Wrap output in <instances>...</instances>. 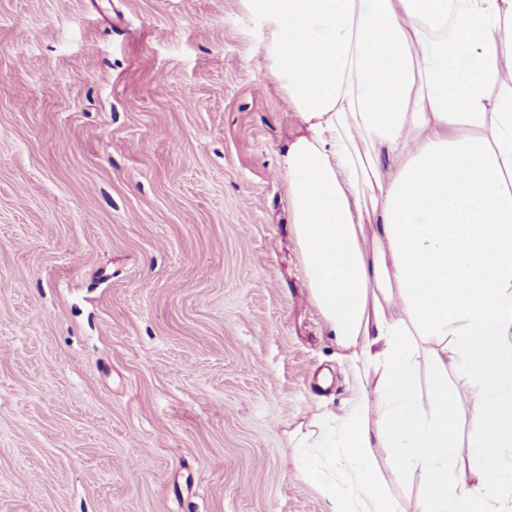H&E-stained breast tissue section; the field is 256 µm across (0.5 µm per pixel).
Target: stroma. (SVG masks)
<instances>
[{
	"label": "stroma",
	"mask_w": 512,
	"mask_h": 512,
	"mask_svg": "<svg viewBox=\"0 0 512 512\" xmlns=\"http://www.w3.org/2000/svg\"><path fill=\"white\" fill-rule=\"evenodd\" d=\"M297 130L242 0H0V512H327L288 434L356 391Z\"/></svg>",
	"instance_id": "obj_1"
}]
</instances>
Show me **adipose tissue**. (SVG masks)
I'll use <instances>...</instances> for the list:
<instances>
[{
  "instance_id": "obj_1",
  "label": "adipose tissue",
  "mask_w": 512,
  "mask_h": 512,
  "mask_svg": "<svg viewBox=\"0 0 512 512\" xmlns=\"http://www.w3.org/2000/svg\"><path fill=\"white\" fill-rule=\"evenodd\" d=\"M243 3L299 121L279 173L358 391L291 431L293 469L328 512H401L385 448L421 512H512V92L489 91L512 0ZM372 455L386 490L399 501L402 512H420L421 490L419 476L403 477L393 467L385 448L372 449Z\"/></svg>"
}]
</instances>
